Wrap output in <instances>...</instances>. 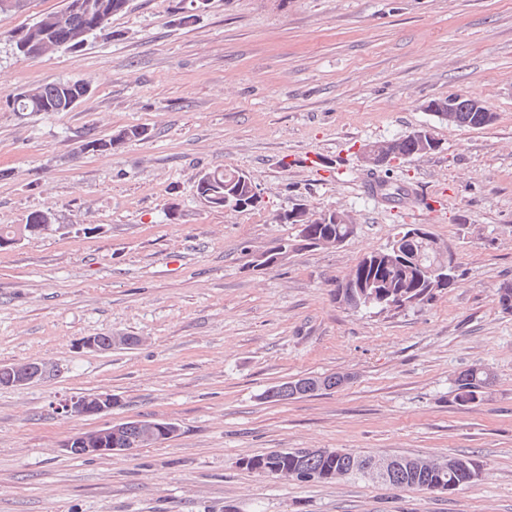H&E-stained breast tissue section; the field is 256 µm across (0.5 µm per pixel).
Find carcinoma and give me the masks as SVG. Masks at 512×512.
Listing matches in <instances>:
<instances>
[{"mask_svg":"<svg viewBox=\"0 0 512 512\" xmlns=\"http://www.w3.org/2000/svg\"><path fill=\"white\" fill-rule=\"evenodd\" d=\"M76 0H68L66 8L59 12L44 15L33 25L28 26L12 36L14 45L32 42L38 48V55L50 52L76 50L81 44L69 41L73 30L82 28L95 35L103 31L113 16L122 13L129 0H82L80 8H74ZM89 90L88 83L82 80H62L35 89H23L13 95L10 104L15 112L29 115L41 112H64L78 103ZM147 129L131 127L119 131L107 138L88 135L82 140L79 150L83 153L113 151V142L125 143L131 139H145ZM390 149L400 155L415 157L418 155L415 143L407 135L389 141ZM233 171L219 166L202 171L195 181L197 194L214 208H229L241 201L247 194V186L232 183L225 175ZM311 233L303 239L307 245H316L317 240L325 237L343 238L354 233L346 224H311ZM397 240H392L385 248L374 252L379 259L376 266L357 265L356 275L367 280L380 282V287L368 291L355 292L347 297L353 309H377L379 311L405 310L431 302L435 295L421 286L415 270L400 264V257L394 252ZM349 377L329 374L323 377L322 386H316V380L309 377L284 382L268 388L263 399L269 402H282L314 394L323 389L331 390L347 383ZM492 381L480 365H474L460 372L453 382V401L460 406L477 404L485 400ZM141 441L140 432L135 422H125V427L112 431L110 444L113 448H129ZM263 474L273 476L282 468H288L303 474H313L315 483H331L340 478L374 480L373 475H365L366 468L374 456L355 452L336 451L332 455L303 454L292 448L255 456ZM469 463L470 473L450 472L448 482L461 489L473 483L470 474L484 470V462L473 457H465ZM393 461L398 468L393 470L389 479L382 485L398 489L418 488L434 491L435 481L441 474L430 464L421 466L419 457L395 456Z\"/></svg>","mask_w":512,"mask_h":512,"instance_id":"obj_1","label":"carcinoma"}]
</instances>
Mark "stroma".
<instances>
[{"instance_id":"35a3bbf8","label":"stroma","mask_w":512,"mask_h":512,"mask_svg":"<svg viewBox=\"0 0 512 512\" xmlns=\"http://www.w3.org/2000/svg\"><path fill=\"white\" fill-rule=\"evenodd\" d=\"M179 0H129L77 51L25 59L14 32L67 0L0 14V224L51 211L64 235L0 248V363L43 377L0 387V512H512V0H210L190 26ZM84 80L66 112L23 115L19 90ZM451 94L495 121L448 125L426 109ZM149 136L82 153L86 132ZM420 126L440 151L370 172L357 150ZM320 157L322 169L303 158ZM220 166L259 188V208L209 207L194 189ZM422 189L441 208L408 214L369 179ZM339 210L355 232L301 245L277 212ZM457 257L456 284L424 306L353 312L334 291L407 223ZM287 243L285 257L258 266ZM99 334L132 348H82ZM473 365L494 377L478 406L452 401ZM350 374L284 402L274 385ZM109 393L110 414L58 411ZM127 419L175 423L171 438L112 457L66 455L75 433ZM289 448L481 459L471 486L440 493L248 472Z\"/></svg>"}]
</instances>
